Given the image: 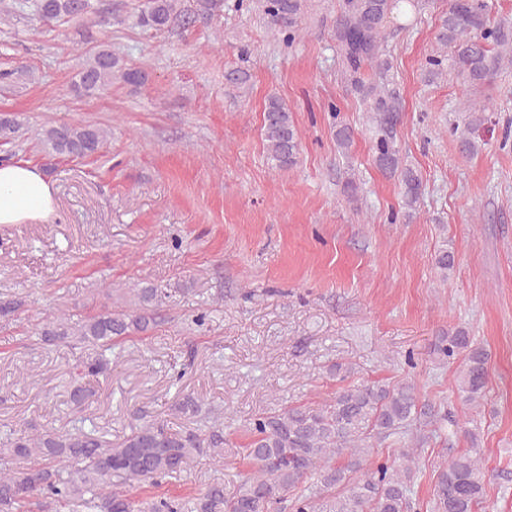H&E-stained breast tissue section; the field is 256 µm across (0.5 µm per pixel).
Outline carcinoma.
Wrapping results in <instances>:
<instances>
[{
  "instance_id": "cac0c4a2",
  "label": "carcinoma",
  "mask_w": 512,
  "mask_h": 512,
  "mask_svg": "<svg viewBox=\"0 0 512 512\" xmlns=\"http://www.w3.org/2000/svg\"><path fill=\"white\" fill-rule=\"evenodd\" d=\"M305 0H263L267 23L295 40ZM422 0H343L336 16L334 37L340 51L347 86L366 102L376 129L373 164L397 177L404 206H416L422 180L402 164L396 141L401 107L386 88L390 63L384 53L385 28L390 16L402 9L417 10ZM94 13L91 0H0V16L33 15L51 23L82 20ZM180 0H146L137 14L141 27L164 30L181 15ZM435 40L450 58L433 55L426 61L428 76L442 73L445 62L471 86L488 83L504 66L512 65V20L491 18L489 0H448L439 18ZM140 85L146 75L124 62L108 44L97 46L78 74L75 87L93 96L112 79ZM462 124L453 134L460 153L474 156L485 142L480 130L487 123V108L476 100L463 103ZM23 122L15 115H0V143L19 136ZM268 158L281 169L295 166L301 136L288 107L269 98L263 111ZM37 139L48 154L85 158L107 144V132L92 124H60L41 129ZM140 307L104 310L75 318L60 315L40 330L48 345L67 343L91 347L79 375L96 378L108 369L105 353L118 342L145 335L158 327L155 309L166 292L154 286L135 289ZM442 360H462L457 377L461 401L481 405L489 379V356L475 344L464 327H453L434 348ZM136 424L117 444L97 431L76 428L66 434L45 432L0 439V458L29 462L23 471L0 468V512H77L83 505L93 512H417L412 483L417 474L415 449L402 448L397 457L374 458V442L407 431L418 421V398L410 382L394 385L350 383L328 402L290 406L264 412L249 422L244 448L249 472L235 494L227 497L224 485L211 484L183 504L171 497L139 500L131 489L190 469L202 448L224 464V435L220 427L207 432H173L165 424L132 413ZM125 476L129 489L112 487L108 478ZM315 481L310 486L307 481ZM490 483L480 449L469 448L438 467L432 492V512H479Z\"/></svg>"
}]
</instances>
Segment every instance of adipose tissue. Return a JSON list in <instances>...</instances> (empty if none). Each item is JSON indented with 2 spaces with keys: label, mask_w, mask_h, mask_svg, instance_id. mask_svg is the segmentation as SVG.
Segmentation results:
<instances>
[{
  "label": "adipose tissue",
  "mask_w": 512,
  "mask_h": 512,
  "mask_svg": "<svg viewBox=\"0 0 512 512\" xmlns=\"http://www.w3.org/2000/svg\"><path fill=\"white\" fill-rule=\"evenodd\" d=\"M54 208L51 186L38 168L27 163L0 164V224H23Z\"/></svg>",
  "instance_id": "adipose-tissue-1"
}]
</instances>
